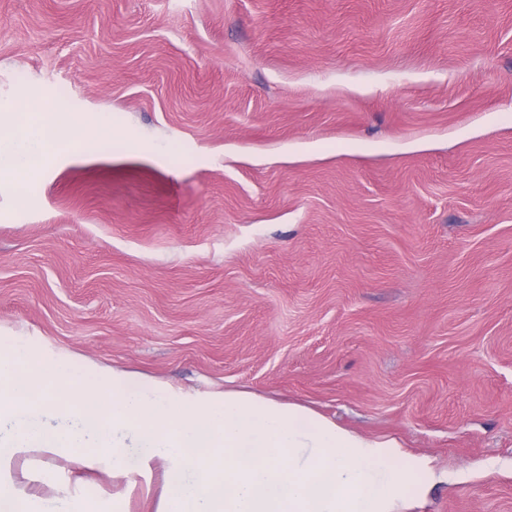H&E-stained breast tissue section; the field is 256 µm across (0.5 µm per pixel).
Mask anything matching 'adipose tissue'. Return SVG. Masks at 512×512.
Segmentation results:
<instances>
[{"label": "adipose tissue", "mask_w": 512, "mask_h": 512, "mask_svg": "<svg viewBox=\"0 0 512 512\" xmlns=\"http://www.w3.org/2000/svg\"><path fill=\"white\" fill-rule=\"evenodd\" d=\"M106 118L89 120L66 112H39L23 103L0 113V190H16L39 175L56 147L86 142Z\"/></svg>", "instance_id": "ef3b65f1"}]
</instances>
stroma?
Listing matches in <instances>:
<instances>
[{
    "instance_id": "35a3bbf8",
    "label": "stroma",
    "mask_w": 512,
    "mask_h": 512,
    "mask_svg": "<svg viewBox=\"0 0 512 512\" xmlns=\"http://www.w3.org/2000/svg\"><path fill=\"white\" fill-rule=\"evenodd\" d=\"M27 101L112 135L0 192V340L310 408L429 461L407 512H512V0H0Z\"/></svg>"
}]
</instances>
